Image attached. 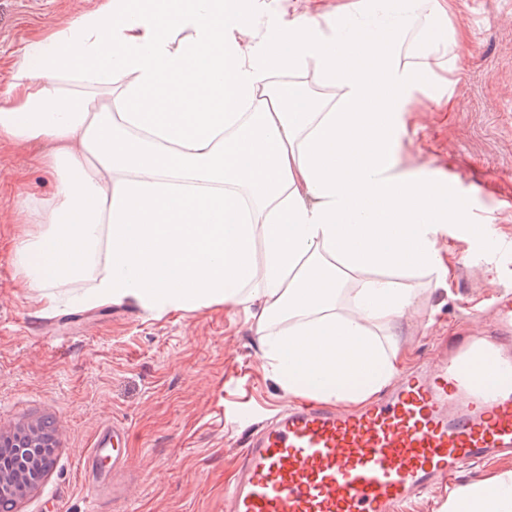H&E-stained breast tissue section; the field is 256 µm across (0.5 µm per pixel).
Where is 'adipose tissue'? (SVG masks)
Returning a JSON list of instances; mask_svg holds the SVG:
<instances>
[{"label": "adipose tissue", "instance_id": "obj_1", "mask_svg": "<svg viewBox=\"0 0 512 512\" xmlns=\"http://www.w3.org/2000/svg\"><path fill=\"white\" fill-rule=\"evenodd\" d=\"M456 0H350L330 28L308 11L257 23V0H98L29 39L0 89V141L42 147L55 194L25 206L28 288L83 282L85 305L156 317L214 305L256 323L285 396L362 405L404 370L416 274L445 286L441 242H483L458 196L404 164L412 93L456 69ZM434 20L431 55L403 50ZM315 65L338 98L283 91ZM448 512H512V476Z\"/></svg>", "mask_w": 512, "mask_h": 512}]
</instances>
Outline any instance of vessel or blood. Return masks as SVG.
I'll return each mask as SVG.
<instances>
[{
    "label": "vessel or blood",
    "instance_id": "b4317fda",
    "mask_svg": "<svg viewBox=\"0 0 512 512\" xmlns=\"http://www.w3.org/2000/svg\"><path fill=\"white\" fill-rule=\"evenodd\" d=\"M476 343L405 378L383 402L357 413L309 401L277 414L249 441L224 490L226 512H401L453 491L465 465L512 453V354L492 350L494 381L473 373ZM125 430L105 428L88 466L126 456Z\"/></svg>",
    "mask_w": 512,
    "mask_h": 512
}]
</instances>
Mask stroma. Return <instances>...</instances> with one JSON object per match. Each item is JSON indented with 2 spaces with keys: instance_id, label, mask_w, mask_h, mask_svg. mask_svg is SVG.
<instances>
[{
  "instance_id": "35a3bbf8",
  "label": "stroma",
  "mask_w": 512,
  "mask_h": 512,
  "mask_svg": "<svg viewBox=\"0 0 512 512\" xmlns=\"http://www.w3.org/2000/svg\"><path fill=\"white\" fill-rule=\"evenodd\" d=\"M95 0H0L4 67L37 31H55ZM450 26L468 31L474 55L463 71L424 77L405 138L406 162L447 183L487 225L486 243L461 253L449 292L421 290L399 346L409 366L434 359L444 336L492 337L489 304L512 295V0H459ZM452 95L454 111L438 108ZM55 191L33 152L0 145V432L53 418L55 462L21 498L18 512H224V488L242 456L241 413L287 406L264 368L253 321L218 305L153 317L132 303L73 305L80 284L56 289L45 309L26 288L12 245L16 213ZM493 264L496 283L480 269ZM124 427L127 463L113 472L85 460L106 426Z\"/></svg>"
}]
</instances>
